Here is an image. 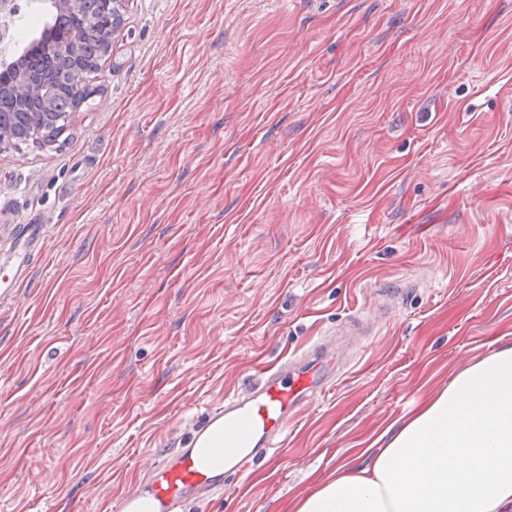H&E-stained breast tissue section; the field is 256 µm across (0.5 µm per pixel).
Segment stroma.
I'll return each instance as SVG.
<instances>
[{"label":"stroma","mask_w":512,"mask_h":512,"mask_svg":"<svg viewBox=\"0 0 512 512\" xmlns=\"http://www.w3.org/2000/svg\"><path fill=\"white\" fill-rule=\"evenodd\" d=\"M93 97L0 147V512H114L258 363L405 291L283 454L179 512H294L512 344V0H122ZM51 227V224H22L19 227L11 248L0 256V266L7 271L0 277V301H12L17 297ZM401 292L395 289L385 290L375 300L371 311L381 322L387 323L394 320L396 315V303Z\"/></svg>","instance_id":"35a3bbf8"}]
</instances>
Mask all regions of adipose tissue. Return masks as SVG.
<instances>
[{
  "label": "adipose tissue",
  "instance_id": "1",
  "mask_svg": "<svg viewBox=\"0 0 512 512\" xmlns=\"http://www.w3.org/2000/svg\"><path fill=\"white\" fill-rule=\"evenodd\" d=\"M295 512H512V345L458 373L363 467Z\"/></svg>",
  "mask_w": 512,
  "mask_h": 512
}]
</instances>
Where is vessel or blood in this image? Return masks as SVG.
I'll use <instances>...</instances> for the list:
<instances>
[{"instance_id":"vessel-or-blood-1","label":"vessel or blood","mask_w":512,"mask_h":512,"mask_svg":"<svg viewBox=\"0 0 512 512\" xmlns=\"http://www.w3.org/2000/svg\"><path fill=\"white\" fill-rule=\"evenodd\" d=\"M50 231L46 224H25L13 237L8 252L0 254V301L14 300L30 274L36 255ZM398 290L380 293L371 311L381 322L394 320ZM344 350L334 336H326L299 359L262 366L258 381L247 391L225 396L208 412L207 421H224L225 475L244 474L256 460L276 453L286 438L289 422L338 379ZM200 463L187 454L163 455L148 467L142 482L117 503L119 512L142 495H149L154 512H176L190 497L215 491Z\"/></svg>"}]
</instances>
